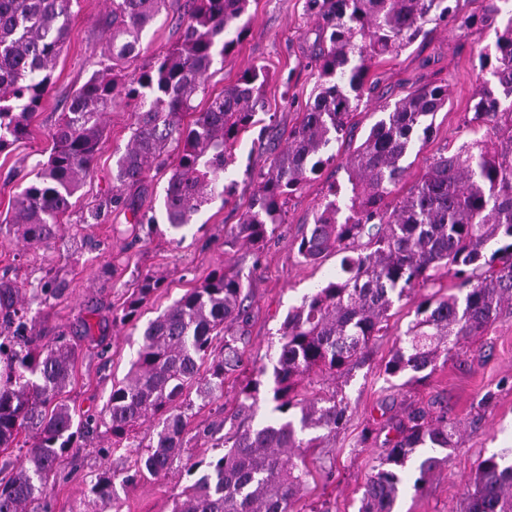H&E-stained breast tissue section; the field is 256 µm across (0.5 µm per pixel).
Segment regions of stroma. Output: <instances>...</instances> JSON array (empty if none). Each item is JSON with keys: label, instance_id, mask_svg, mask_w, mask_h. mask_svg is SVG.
Returning a JSON list of instances; mask_svg holds the SVG:
<instances>
[{"label": "stroma", "instance_id": "35a3bbf8", "mask_svg": "<svg viewBox=\"0 0 512 512\" xmlns=\"http://www.w3.org/2000/svg\"><path fill=\"white\" fill-rule=\"evenodd\" d=\"M188 0L162 10L142 37L140 53L128 60L127 75L148 68L155 58L175 45L185 26ZM107 0H75L71 34L52 73L51 85L33 117L28 137L0 153V219L9 212L20 187L36 161L47 158L50 133L74 91L89 74L93 62L107 48ZM250 28L235 52L207 82V94L220 92L254 65L265 67L268 81L262 120L245 133L235 161L224 173L232 187L224 199L205 205L183 231L182 242L171 239L163 220L162 199L167 173H149L141 185L123 190L124 205L112 206V159L124 151L131 131L128 109L106 119L105 134L93 175L73 199L63 219L57 243L49 255L20 243L0 246V276L34 288L48 271L70 284V294L32 308L37 329L62 333L79 348L75 382L68 402L75 416L100 414L112 384L128 371L139 336L131 327L113 324L112 309L131 290L138 275L165 276L142 309L143 319L155 318L215 268L241 269L250 279L249 320L242 335L246 365L267 362L278 344V330L288 312L303 296L326 282L339 266L329 255L316 265L301 262L297 244L315 215V207L330 185L348 189L345 164L364 141L388 103L424 84L447 87L448 104L433 118L432 132L417 143L402 182L410 187L424 172L438 149L467 140L464 120L472 113L480 84V54L494 38L475 31L460 32L427 24L420 36L399 55L375 59L369 70L362 102L355 114L350 139L316 179L288 203L287 217L262 252L248 246L229 247L224 234L238 222L256 189L258 176L285 145L298 121V109L313 101L318 81L313 43L316 21L305 10V0H251ZM153 210L156 226H144L138 236L129 228L146 210ZM416 299L394 304L389 330L373 344L364 363L338 378L320 376L304 382L303 395L341 390L347 404L343 426L319 448H305L301 457L310 472L295 512H357L362 487L382 453L381 444L361 446L359 435L367 422L387 431L391 418L415 402L437 400L447 405L448 421L457 431L456 447L447 462L421 487L405 484L395 512H462L463 494L478 463L504 448H512V318L492 327L484 336L466 342L458 355L438 364L424 379L407 384L387 381L384 365L415 316ZM93 324L92 336L82 334L83 322ZM489 406H482L486 393ZM107 445L99 436L70 449L60 461L51 512H94L87 485L103 460ZM188 481L186 475L141 478L118 486L122 512H171L172 497Z\"/></svg>", "mask_w": 512, "mask_h": 512}]
</instances>
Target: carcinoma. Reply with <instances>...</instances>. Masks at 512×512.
<instances>
[{
    "mask_svg": "<svg viewBox=\"0 0 512 512\" xmlns=\"http://www.w3.org/2000/svg\"><path fill=\"white\" fill-rule=\"evenodd\" d=\"M506 0H481L459 12L453 0H307L320 30L319 92L302 110L285 146L259 175L251 203L226 232L224 245L257 250L284 223L288 202L335 158L333 146L353 129L366 85L368 62L398 55L428 23L495 33V54H485L482 81L467 125L487 135L443 148L403 196H398L416 141L448 103V88L426 84L392 105L346 162L351 185L348 214L337 193L318 205L297 253L316 264L341 255L336 275L305 295L279 328L272 365L245 377L233 413L208 430L222 452L210 459L182 457L194 408L224 396V382L240 371V331L248 321L249 280L239 269H214L162 313L139 324L142 307L164 287L145 273L113 314L112 322L139 332L126 377L112 386L98 420H77L66 397L78 346L63 334L36 329L31 303L60 300L68 284L47 275L25 297L0 279V450L25 454L0 478V512H28L47 497L59 459L78 440L104 427L113 444L126 443L133 472L122 482L165 477L175 469L198 475L173 500L172 512H294L309 472L293 460L298 448H318L336 435L347 413L337 391L300 396L313 375L341 376L363 361L369 345L388 329L394 301L420 295L415 318L393 349L384 372L420 379L464 340L482 336L512 306V11ZM168 0H112L107 62L98 61L74 92L50 135L47 160L14 197L0 235L25 247L52 248L72 199L95 170L106 117L130 112L131 137L112 163V203L141 184L151 170L170 171L163 206L177 233L200 208L224 196V170L240 137L265 110L268 74L255 65L232 85L193 105L211 69L246 34L249 0H190L182 39L153 65L131 77L123 65ZM72 0H0V153L27 138L30 122L51 83V72L70 33ZM191 120H186V117ZM457 291L443 292V280ZM222 352L215 354V342ZM196 398H191V394ZM200 403H195V400ZM275 418L256 427L260 405ZM157 419L148 441L133 434ZM395 437L363 485L359 512H394L406 473L419 486L440 465L438 453L456 447L441 403L411 405L391 422ZM118 474L100 469L90 493L121 512ZM464 512H512V450L478 465Z\"/></svg>",
    "mask_w": 512,
    "mask_h": 512,
    "instance_id": "1",
    "label": "carcinoma"
}]
</instances>
